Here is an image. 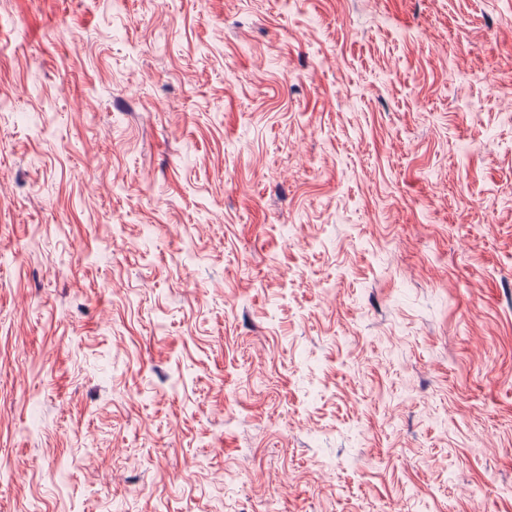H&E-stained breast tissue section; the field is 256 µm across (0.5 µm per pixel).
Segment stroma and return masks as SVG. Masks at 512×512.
<instances>
[{"label":"stroma","mask_w":512,"mask_h":512,"mask_svg":"<svg viewBox=\"0 0 512 512\" xmlns=\"http://www.w3.org/2000/svg\"><path fill=\"white\" fill-rule=\"evenodd\" d=\"M0 512H512V0H0Z\"/></svg>","instance_id":"stroma-1"}]
</instances>
